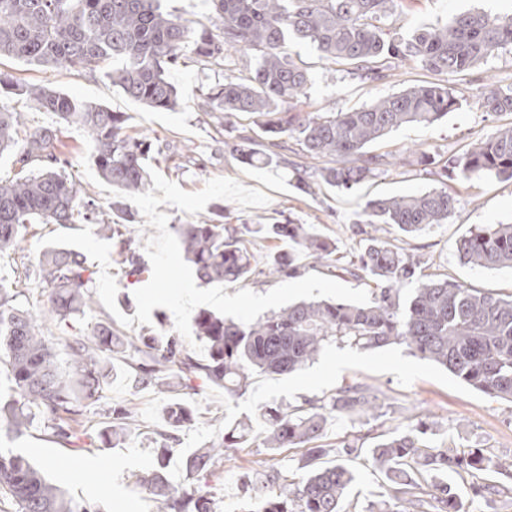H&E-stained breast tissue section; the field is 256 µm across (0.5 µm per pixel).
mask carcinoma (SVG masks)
Returning <instances> with one entry per match:
<instances>
[{"mask_svg":"<svg viewBox=\"0 0 512 512\" xmlns=\"http://www.w3.org/2000/svg\"><path fill=\"white\" fill-rule=\"evenodd\" d=\"M214 23L196 30L191 22L162 9V0H0V58L41 66L66 65L94 71L120 61L106 75L124 95L156 111H173L180 94L169 79L192 47L203 62L219 65L231 51H251L256 63L245 77L226 76L211 89L203 106L216 113L220 125L237 114L261 118L257 126L269 137L268 149L255 152L249 138L224 140V150L242 163L270 165L286 148L283 138L302 146L305 162L296 165L295 187L306 194L327 185L350 189L367 181L384 165L367 148L406 124L432 125L458 108L447 86L425 82L381 97L347 112H294L290 104L309 83L288 43L310 44L321 58L351 66L366 80L386 77L391 63L412 61L433 73L460 74L485 62L499 47L512 44V16L483 12L450 17L443 24L392 38L377 21L395 0H210ZM0 89L22 97L60 125L84 128L93 144L92 158L101 176L123 194L149 189L153 144L127 132V118L106 106L77 100L55 89L28 85L0 76ZM486 112L512 113V88H492L481 100ZM20 113L0 106V154L17 150L18 171L0 177V252L21 249L26 225L69 224L79 214L105 238H122V263L140 271L139 255L130 248L133 219L125 203L112 204L104 217L79 183L62 172L56 130L40 127L18 139ZM454 167L463 180L494 177L512 181V124L479 141ZM457 198L443 185L414 194L365 201L359 223L373 228L346 272L364 275L375 285L367 305L325 300L300 301L250 324L207 310L193 318V331L207 350L194 358L172 333L118 337L97 322L65 337L70 371L59 367L56 346L42 334L51 320L65 327L92 311L91 273L82 257L50 245L25 277L53 290L46 305L32 313L17 302L18 291L0 277V364L7 366L16 398L0 409V431L19 435L43 424L59 440L79 439L76 425L87 403L99 400L108 384L109 362L126 356L133 382L143 388L171 390L193 377L220 387L229 395L246 389L255 375H285L317 359L331 343L359 349L392 344L446 368L467 385L493 399L512 402V296L505 299L422 273L421 261L378 234L385 224L403 234L427 230L448 220ZM183 258L204 284L244 282L253 275L290 276L298 258L336 266V245L309 224H223L213 220L175 227ZM285 242L288 248L269 256L265 268L251 262L252 238ZM463 264L512 269V224L479 228L456 243ZM416 283L413 295L401 300V286ZM372 409L359 386L339 390L322 404L288 409L267 407L261 414L266 448L306 449L298 481L290 483L276 469L241 480L248 512H340L355 482L349 466L358 449L346 445L334 463L324 464L329 449L319 444L328 420L362 416ZM110 445L124 441L127 412L111 409ZM165 429L158 432L152 470L135 484L156 503L157 512H217L214 496L199 487L176 488L166 470L180 445L179 432L191 422L192 410L175 399L163 411ZM250 424L237 421L211 444L185 457L191 476L205 477L224 460L229 448L245 441ZM423 426H407L370 449L374 466L386 474L388 486L377 512H424L427 500L414 475L426 471L478 477L495 473L512 479V462L482 451L454 454L432 448L420 439ZM0 492L9 495L18 512H100L91 504L66 497L26 458L0 450ZM432 500L440 512H464L452 488L433 485Z\"/></svg>","mask_w":512,"mask_h":512,"instance_id":"carcinoma-1","label":"carcinoma"}]
</instances>
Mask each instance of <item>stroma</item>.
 I'll use <instances>...</instances> for the list:
<instances>
[{
  "instance_id": "stroma-1",
  "label": "stroma",
  "mask_w": 512,
  "mask_h": 512,
  "mask_svg": "<svg viewBox=\"0 0 512 512\" xmlns=\"http://www.w3.org/2000/svg\"><path fill=\"white\" fill-rule=\"evenodd\" d=\"M467 11L510 16L512 0H403L399 8L382 17L380 25L390 34L408 35ZM290 51L311 78L296 104L304 112L358 108L425 81L447 85L459 98L460 106L433 125L402 126L371 146V153L400 158V165L383 167L368 182L352 189L324 187L311 195L295 188L289 169L253 167L225 153V135L252 128L249 115H237L232 126L223 131L212 114L200 107L205 94L223 83L225 75H247V57H236L233 64L222 68L198 61L193 52H186L184 64L169 74L181 94L180 105L167 112L152 111L128 99L100 70L91 74L70 66L42 67L4 59L0 61V72L125 113L128 133L156 139L159 152L153 169L183 190L197 192L209 179L224 177L269 195V203L257 208L244 209L227 202L225 223L267 224L291 219L312 224L335 241L337 255L345 262L363 244L355 222L366 199L437 187L431 166L421 160L422 153L434 155L443 163L451 161L475 141L488 139L500 127L512 123L511 113H489L480 106L489 84L503 88L512 85V45L497 49L464 76L432 73L411 62H396L384 79L374 82L361 80L348 73L346 66L322 59L311 46L294 43ZM85 137L81 127L61 128L58 150L68 161L67 173L106 210L112 205L110 192L91 181L82 168ZM447 184L456 193L458 203L445 223L414 236L391 230L388 238L419 257L424 273L446 277L482 292L511 296L512 270L463 264L456 256V243L475 229L512 224V181L484 177L460 180L452 176ZM59 230L56 224L28 225L23 231V253H0V276L18 282L17 301L24 307L38 309L51 295L50 288L21 279L20 274L24 267L37 263V243ZM112 366L113 376L101 400L80 418L81 437L77 444L59 441L37 423L14 440L1 434L0 449L22 454L43 466L49 480L67 497L93 503L100 512H154L153 500L137 493L134 480L136 475L152 469L154 431L161 425L160 414L171 395L137 389L122 360H113ZM347 385L363 387L381 406L375 416L332 422L322 439L327 448L339 449L350 444L361 450L353 462L356 483L351 497L355 512H368L388 484L384 473L374 467L368 448L408 424L426 422L425 439L435 448L457 452L479 449L488 455L512 459L511 402L490 399L445 368L411 355L403 346L363 350L336 342L327 346L314 363L293 374L253 376L246 389L232 399L222 388L196 379L189 381L187 387L181 388L179 397L192 407L194 421L181 432L182 452L172 458L168 480L175 486H186L184 454L213 441L222 421L254 420L266 407L327 400ZM115 405L128 411L130 429L125 442L116 448L101 439L106 426L104 412ZM303 454L300 448H264L259 433L250 432L245 442L230 449L213 469L207 478V488L222 512H238L240 479L244 473L274 468L292 479L298 475L296 466Z\"/></svg>"
}]
</instances>
